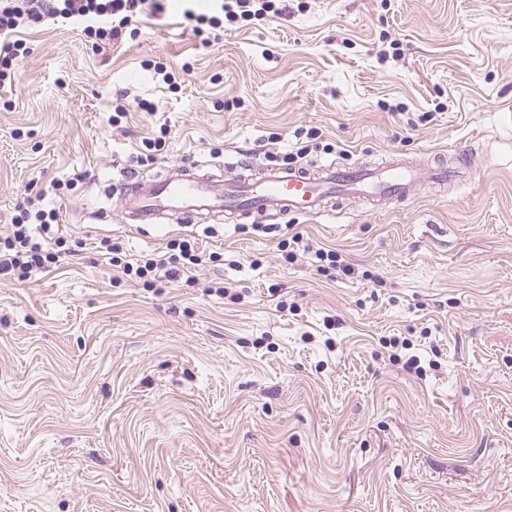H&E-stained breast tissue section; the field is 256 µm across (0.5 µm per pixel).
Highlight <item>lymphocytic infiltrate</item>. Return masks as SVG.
<instances>
[{"mask_svg": "<svg viewBox=\"0 0 512 512\" xmlns=\"http://www.w3.org/2000/svg\"><path fill=\"white\" fill-rule=\"evenodd\" d=\"M148 0H0V85L16 78L15 63L29 48L15 36L17 29L34 27L45 20L72 23L78 31L92 38L97 50H105L133 19L143 12ZM215 15L187 10L194 21L196 35L205 27L220 24L222 18L259 17L280 13L276 0H220ZM100 246L112 267L122 275L142 281L153 288L177 282L196 269L216 262L218 253L200 251L193 241L170 240L165 249L128 258L119 243L105 237ZM68 238L61 232L54 210L45 209L39 199H28L12 219L10 234L0 237V280H26L32 273L61 265L74 256Z\"/></svg>", "mask_w": 512, "mask_h": 512, "instance_id": "lymphocytic-infiltrate-1", "label": "lymphocytic infiltrate"}]
</instances>
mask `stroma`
Instances as JSON below:
<instances>
[{"instance_id":"1","label":"stroma","mask_w":512,"mask_h":512,"mask_svg":"<svg viewBox=\"0 0 512 512\" xmlns=\"http://www.w3.org/2000/svg\"><path fill=\"white\" fill-rule=\"evenodd\" d=\"M162 4L103 51L70 25L23 29L30 52L0 86V236L42 191L80 243L72 264L0 281V512H512V0H288L202 38L184 0ZM311 130L324 148L301 154ZM231 150L258 166L442 153L464 173L287 216L310 245L291 257L252 223L94 214L124 175L189 159L220 175ZM104 236L131 256L192 238L221 259L147 288Z\"/></svg>"}]
</instances>
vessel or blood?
<instances>
[{"label":"vessel or blood","instance_id":"vessel-or-blood-1","mask_svg":"<svg viewBox=\"0 0 512 512\" xmlns=\"http://www.w3.org/2000/svg\"><path fill=\"white\" fill-rule=\"evenodd\" d=\"M225 169L243 177L221 185L201 164L184 162L160 180L124 178L116 187L121 217L127 224H242L278 219L291 213L321 216L344 201L400 200L414 190L447 183L455 172L444 160L345 167L323 162L310 167L263 166L253 169L248 157L230 155Z\"/></svg>","mask_w":512,"mask_h":512}]
</instances>
